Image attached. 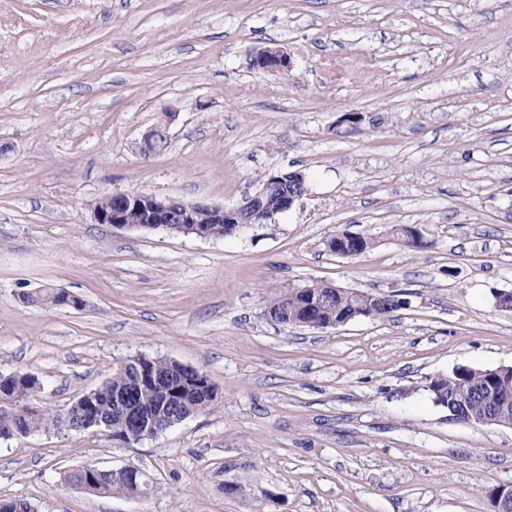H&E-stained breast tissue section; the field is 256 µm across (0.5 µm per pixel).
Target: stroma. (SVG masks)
Returning a JSON list of instances; mask_svg holds the SVG:
<instances>
[{
	"label": "stroma",
	"instance_id": "35a3bbf8",
	"mask_svg": "<svg viewBox=\"0 0 512 512\" xmlns=\"http://www.w3.org/2000/svg\"><path fill=\"white\" fill-rule=\"evenodd\" d=\"M269 46L290 70L253 68ZM160 125L167 147L143 155ZM278 171L304 174L307 195L231 236L93 217L116 192L233 207ZM396 224L428 248L405 246ZM345 231L373 247L330 252ZM313 282L409 305L326 329L265 315L276 289ZM46 287L83 310L22 301ZM500 291L512 292V0H0V374L33 376L26 406L55 413L140 355L216 388L213 411L137 442L0 440V499L36 512H497L512 428L453 418L429 383L512 365ZM86 463L137 467L151 490L68 484Z\"/></svg>",
	"mask_w": 512,
	"mask_h": 512
}]
</instances>
